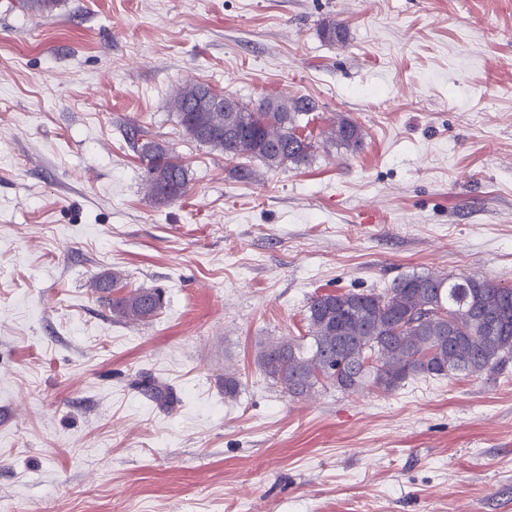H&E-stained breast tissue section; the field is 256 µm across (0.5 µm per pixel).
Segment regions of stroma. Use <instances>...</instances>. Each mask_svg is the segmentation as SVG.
<instances>
[{
    "label": "stroma",
    "instance_id": "35a3bbf8",
    "mask_svg": "<svg viewBox=\"0 0 512 512\" xmlns=\"http://www.w3.org/2000/svg\"><path fill=\"white\" fill-rule=\"evenodd\" d=\"M191 80L309 98L313 138L341 116L363 148L239 179L182 132ZM106 271L162 311L113 317ZM412 273L512 286V0H0V512H512V358L303 399L256 363L311 297ZM144 178L149 193L159 204L180 200L189 191L188 168L171 151L156 142L140 146Z\"/></svg>",
    "mask_w": 512,
    "mask_h": 512
}]
</instances>
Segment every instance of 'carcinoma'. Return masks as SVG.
Returning <instances> with one entry per match:
<instances>
[{"mask_svg":"<svg viewBox=\"0 0 512 512\" xmlns=\"http://www.w3.org/2000/svg\"><path fill=\"white\" fill-rule=\"evenodd\" d=\"M57 3L15 0L20 10L38 16ZM320 33L334 44L349 39L348 28L334 20L323 22ZM229 96L204 82H187L174 100L185 136L232 162L256 159L277 169L308 160L315 141L301 132V118L315 109L311 101L266 95L230 108L216 103ZM322 136L351 152L363 145L359 126L346 118ZM140 157L154 201L173 203L186 195L188 168L169 149L145 142ZM95 291L114 294L112 314L121 320L144 322L163 308L159 290H127L119 272L97 277ZM306 313V335L267 341L257 353L260 369L292 399L325 386L389 393L420 377H480L512 355V287L476 276L413 273L382 292L316 295ZM141 387L165 406L174 403L172 393L151 379L141 380Z\"/></svg>","mask_w":512,"mask_h":512,"instance_id":"cac0c4a2","label":"carcinoma"}]
</instances>
